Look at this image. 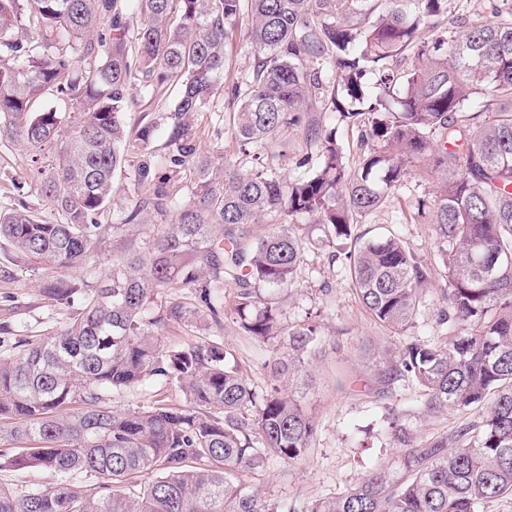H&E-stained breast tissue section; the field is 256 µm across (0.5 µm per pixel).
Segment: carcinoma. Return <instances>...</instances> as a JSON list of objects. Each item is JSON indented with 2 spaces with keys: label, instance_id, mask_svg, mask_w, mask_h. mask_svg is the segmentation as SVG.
<instances>
[{
  "label": "carcinoma",
  "instance_id": "carcinoma-1",
  "mask_svg": "<svg viewBox=\"0 0 512 512\" xmlns=\"http://www.w3.org/2000/svg\"><path fill=\"white\" fill-rule=\"evenodd\" d=\"M135 2L143 21L132 29L121 0H0V137L60 143L58 163L37 174L65 214L52 224L22 203L0 211V240L18 271L54 270L43 293L82 301L60 333L0 358V445L18 449L6 463L56 478L0 484V512H480L512 494V0H462L461 34L444 23L448 0ZM245 13L255 65L230 89L243 159L226 165L199 149L195 121ZM170 82L181 93L159 154L152 127L128 137L125 112ZM48 91L65 110L31 111ZM354 128L366 149L351 161L343 132ZM289 130L305 149L285 175L268 148ZM125 167L153 193L101 224ZM416 167L440 175L400 220L435 232L448 287L432 342L409 332L431 301L434 265L398 232L352 235ZM182 179L179 198L170 184ZM145 211L174 220L141 231ZM261 223L271 229L259 236ZM342 238L354 239L344 260L359 302L398 338L378 353L382 381L415 384L425 416L475 409L482 421L419 443L390 408L401 472L375 467L327 499L288 503L242 476L307 455L315 422L281 382L307 388L301 373L324 340L316 322H289L273 295L298 282L309 245ZM107 244L110 273L75 278ZM172 288L194 290L200 310L153 308ZM201 312L231 316L272 348L266 389L218 346L161 344L158 330ZM152 383L185 404H112ZM150 473L141 495L123 492ZM77 474L95 491L72 489Z\"/></svg>",
  "mask_w": 512,
  "mask_h": 512
}]
</instances>
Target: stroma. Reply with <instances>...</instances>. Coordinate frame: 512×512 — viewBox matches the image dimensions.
<instances>
[{
	"instance_id": "1",
	"label": "stroma",
	"mask_w": 512,
	"mask_h": 512,
	"mask_svg": "<svg viewBox=\"0 0 512 512\" xmlns=\"http://www.w3.org/2000/svg\"><path fill=\"white\" fill-rule=\"evenodd\" d=\"M247 21H240L226 42V64L213 83L210 108L198 121L199 141L204 152L224 158L226 163L241 161L239 146L230 135L215 137V127L230 128L235 104L231 102L233 82L247 79L254 67V55L247 35ZM179 89L166 86L148 95L135 96L126 114L130 132L145 125L154 129V144L165 142ZM58 145L35 151L10 139L0 140V210H8L24 201L38 216L51 223L64 220L63 213L44 195L32 170L35 158L55 160ZM436 176L412 175L406 188L400 189L399 206L389 207L357 225L356 234L380 233L398 228L409 247L423 258L435 250L433 227L429 224L396 225L397 209L416 198L432 193ZM7 248L0 247V355H7L14 344L60 332L75 312L74 307L58 304L44 294L33 276H7ZM332 289L334 301L324 306L322 289ZM282 304L289 321L318 314L325 351L308 369L310 387L303 405L317 424V435L304 460L287 466L273 459L264 471L247 476L248 484L266 496L278 499L310 501L333 496L353 485L369 467H394L400 450L391 448L387 438L384 409L394 407L405 416L411 432L420 439L452 433L459 427L478 424L480 415L473 410L451 411L434 417L416 414V389L399 381L388 385L381 381L377 350L389 346L390 333L380 326L359 303L349 275L330 250L315 248L308 255L301 278ZM167 343L191 345L214 342L224 346L240 363L251 385L263 389L269 382L264 357L249 340L241 336L231 319L214 322L196 318L173 322L160 333Z\"/></svg>"
}]
</instances>
